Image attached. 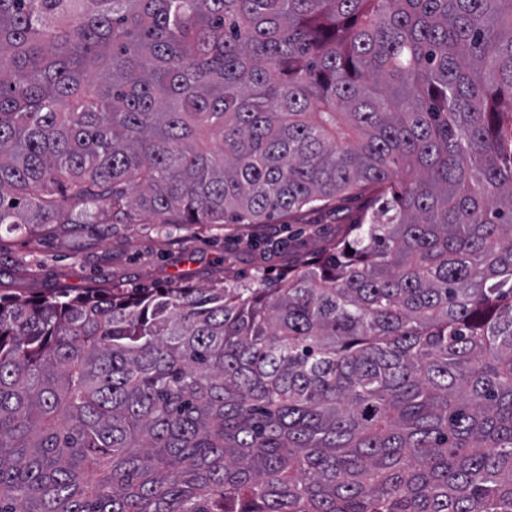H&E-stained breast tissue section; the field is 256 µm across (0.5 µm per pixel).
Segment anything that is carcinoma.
<instances>
[{"instance_id": "obj_1", "label": "carcinoma", "mask_w": 512, "mask_h": 512, "mask_svg": "<svg viewBox=\"0 0 512 512\" xmlns=\"http://www.w3.org/2000/svg\"><path fill=\"white\" fill-rule=\"evenodd\" d=\"M283 281L0 294V512H512V0H0V225L263 224Z\"/></svg>"}]
</instances>
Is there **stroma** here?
Masks as SVG:
<instances>
[{
  "mask_svg": "<svg viewBox=\"0 0 512 512\" xmlns=\"http://www.w3.org/2000/svg\"><path fill=\"white\" fill-rule=\"evenodd\" d=\"M371 205L367 192L341 194L315 208L263 224H46L0 226V293L118 284L163 288L279 278L301 257L328 251Z\"/></svg>",
  "mask_w": 512,
  "mask_h": 512,
  "instance_id": "stroma-1",
  "label": "stroma"
}]
</instances>
